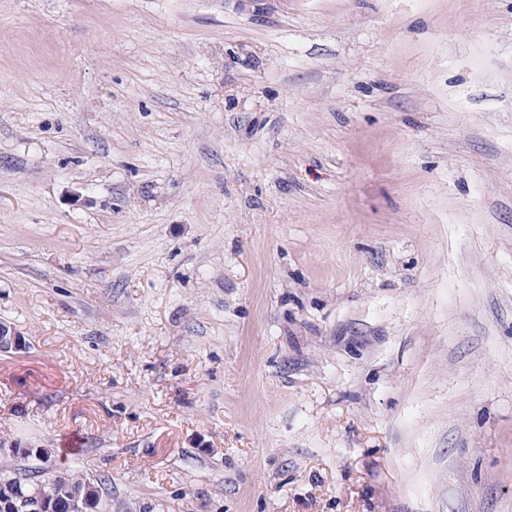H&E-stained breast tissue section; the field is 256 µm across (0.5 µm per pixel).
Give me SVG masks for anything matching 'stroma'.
Segmentation results:
<instances>
[{"label":"stroma","instance_id":"1","mask_svg":"<svg viewBox=\"0 0 512 512\" xmlns=\"http://www.w3.org/2000/svg\"><path fill=\"white\" fill-rule=\"evenodd\" d=\"M0 320L112 512H512V0H0Z\"/></svg>","mask_w":512,"mask_h":512}]
</instances>
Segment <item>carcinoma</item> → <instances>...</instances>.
Wrapping results in <instances>:
<instances>
[{
	"label": "carcinoma",
	"instance_id": "obj_1",
	"mask_svg": "<svg viewBox=\"0 0 512 512\" xmlns=\"http://www.w3.org/2000/svg\"><path fill=\"white\" fill-rule=\"evenodd\" d=\"M19 453L0 450V512H102L106 478L80 473L47 475L42 466L18 467Z\"/></svg>",
	"mask_w": 512,
	"mask_h": 512
}]
</instances>
